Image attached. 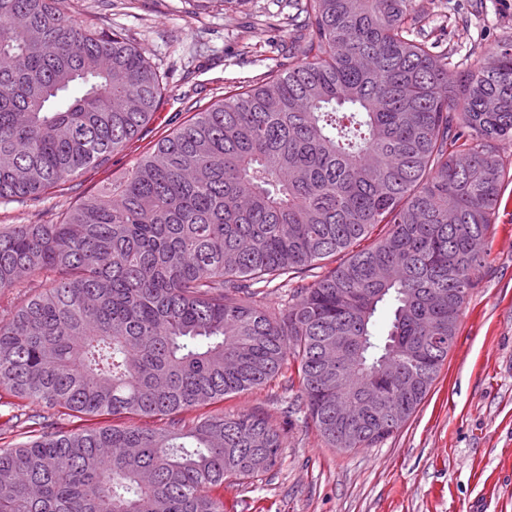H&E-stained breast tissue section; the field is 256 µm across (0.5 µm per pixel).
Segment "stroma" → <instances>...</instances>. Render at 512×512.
Returning a JSON list of instances; mask_svg holds the SVG:
<instances>
[{"mask_svg": "<svg viewBox=\"0 0 512 512\" xmlns=\"http://www.w3.org/2000/svg\"><path fill=\"white\" fill-rule=\"evenodd\" d=\"M421 33L437 51L476 65L512 36V0H423ZM129 35L163 75L166 92L140 136L39 202L0 200V227L53 224L119 176L198 109L288 66L278 26L289 0H64ZM289 414H282V407ZM277 426L281 458L253 480H224V512H512V179L475 275L453 348L416 412L388 439L341 450L317 433L297 389L283 381L225 399Z\"/></svg>", "mask_w": 512, "mask_h": 512, "instance_id": "obj_1", "label": "stroma"}]
</instances>
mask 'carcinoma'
Masks as SVG:
<instances>
[{
	"label": "carcinoma",
	"mask_w": 512,
	"mask_h": 512,
	"mask_svg": "<svg viewBox=\"0 0 512 512\" xmlns=\"http://www.w3.org/2000/svg\"><path fill=\"white\" fill-rule=\"evenodd\" d=\"M62 3L0 0V199L38 201L106 164L165 91L133 39ZM295 7L287 69L196 113L58 223L0 229V288L51 281L0 322V390L159 420L65 432L24 415L27 440L0 448V512H224V477L270 471L281 433L253 411L188 414L288 363L332 448L382 442L380 423L430 392L487 257L471 240L512 177V42L458 71L418 37L422 0ZM267 288L287 293L277 314ZM429 334L450 344L425 367L411 353ZM338 336L365 337L368 375L396 362L419 387L387 384L375 421L337 422L320 360Z\"/></svg>",
	"instance_id": "obj_1"
}]
</instances>
